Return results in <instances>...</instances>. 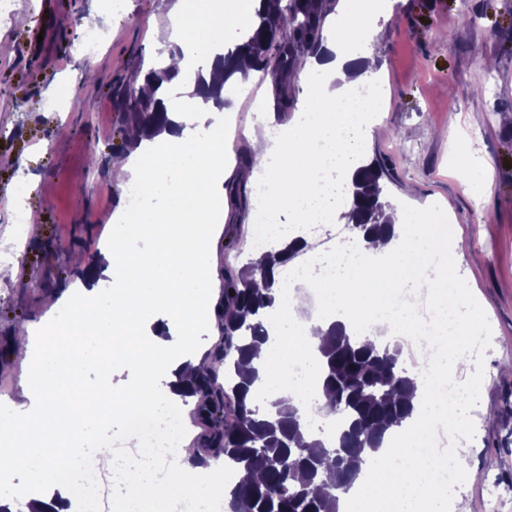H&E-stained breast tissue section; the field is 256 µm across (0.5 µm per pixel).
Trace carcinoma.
Wrapping results in <instances>:
<instances>
[{
  "mask_svg": "<svg viewBox=\"0 0 512 512\" xmlns=\"http://www.w3.org/2000/svg\"><path fill=\"white\" fill-rule=\"evenodd\" d=\"M275 9H257L240 32L239 41L219 55L225 78L243 71L249 60L256 70L271 71L278 83L288 82L299 56L317 54L330 5L335 0H271ZM146 79L155 90L171 81L169 71L152 67ZM121 112L117 129L120 152L136 149L140 140L160 134L168 124L165 99L146 96L128 83L114 92ZM383 167L377 160L362 163L350 183L347 223L369 247L392 234L387 212L393 206L382 195ZM304 247L294 239L281 249L265 251L263 261L246 272L224 277V305L216 317L224 336L219 365L224 385L201 373L191 383L203 400L193 410L197 422L212 428L204 440L213 457L249 477L228 492L229 512H339V493L358 479L369 455L388 440V431L410 419L417 385L400 368L401 348H381L358 340L342 325L317 329L322 343L319 386L330 395L323 410L336 416L334 437L327 441L309 431L290 398L262 404L256 398L259 370L245 374L241 365L257 355L268 337L265 321L283 288L280 268ZM234 293H229V290Z\"/></svg>",
  "mask_w": 512,
  "mask_h": 512,
  "instance_id": "carcinoma-1",
  "label": "carcinoma"
}]
</instances>
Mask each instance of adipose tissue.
Masks as SVG:
<instances>
[{"mask_svg": "<svg viewBox=\"0 0 512 512\" xmlns=\"http://www.w3.org/2000/svg\"><path fill=\"white\" fill-rule=\"evenodd\" d=\"M247 20V14L222 13L207 0H199L193 13L187 0H177L172 9L161 63L178 74L169 88L179 93L183 109L170 113L171 124L159 136L115 162L119 187L141 188L157 195L160 203L115 219L112 246L103 254L111 291L96 295L79 289L56 317L29 327L20 340L26 371L18 398L0 406V458L25 470L28 484H0V507L7 512H72L78 481L63 465L78 451L52 437L77 418L161 413L162 439L174 440L180 420L171 411L182 402L178 389L210 367L199 355L174 359L157 321L161 312L177 318L187 345L200 325L213 321L216 285L210 275V243L224 215V193L217 184L226 168L219 135L224 117L192 96L180 77L200 56L215 55L225 32ZM383 21L364 0H340L328 16L320 56L299 64L304 85L300 112L279 125L273 113L264 111L244 128L265 170L252 184L255 214L275 207L288 211L298 202L320 205L332 197L336 208L327 215L332 229L348 211L347 199L332 196L328 184L319 180L315 146L324 132L333 130L338 159L364 152V139H347L342 132L360 124L382 102L375 34ZM391 219L394 238L349 257L337 280L323 284L325 303L317 324L301 318V298L311 280L289 275L288 297L277 306V321L254 360L262 386L287 395L289 361L302 358L317 367L320 340L313 335L314 326L339 321L350 335L363 338L373 334L386 313L391 336H412L414 325L390 310L396 288L427 289L442 299L458 287L454 264L437 266L429 260L432 252L446 247L447 224L426 212H396ZM107 343L141 373L137 388L116 399L74 392L69 380L78 365L96 357Z\"/></svg>", "mask_w": 512, "mask_h": 512, "instance_id": "1", "label": "adipose tissue"}]
</instances>
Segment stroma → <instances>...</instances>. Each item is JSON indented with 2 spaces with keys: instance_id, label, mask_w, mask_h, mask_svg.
<instances>
[{
  "instance_id": "35a3bbf8",
  "label": "stroma",
  "mask_w": 512,
  "mask_h": 512,
  "mask_svg": "<svg viewBox=\"0 0 512 512\" xmlns=\"http://www.w3.org/2000/svg\"><path fill=\"white\" fill-rule=\"evenodd\" d=\"M390 20L377 37L385 103L366 135L364 161L385 164L393 207H440L461 227L440 261L461 251L457 273L491 325L475 435L460 461L467 471L452 512H512V0H384ZM169 0H8L0 14V202L33 224L0 211V258L15 274L0 279V344L52 317L76 282L106 288L96 260L112 244V217L124 192L112 178L120 143L114 91L152 66L169 25ZM99 48L88 52L87 31ZM265 76L229 101L239 132L225 140L227 171L252 153L241 129L257 102L273 107ZM469 151L491 165V189L465 185L455 164ZM250 208L224 200V223L211 246V276L223 282L248 262ZM140 377L104 357L84 365L73 385L122 396Z\"/></svg>"
}]
</instances>
